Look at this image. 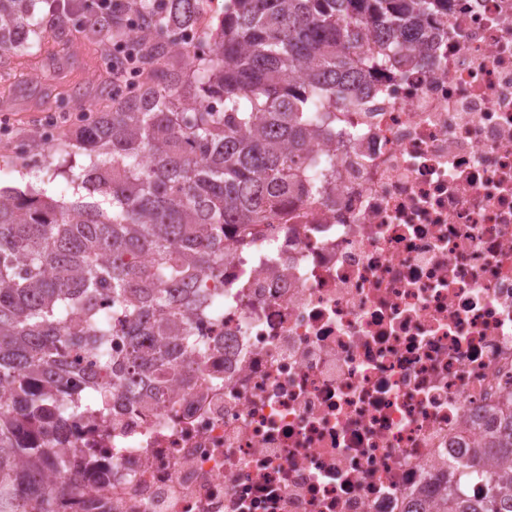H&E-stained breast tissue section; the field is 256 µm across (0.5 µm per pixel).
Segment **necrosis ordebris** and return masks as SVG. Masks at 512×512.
<instances>
[{
    "label": "necrosis or debris",
    "mask_w": 512,
    "mask_h": 512,
    "mask_svg": "<svg viewBox=\"0 0 512 512\" xmlns=\"http://www.w3.org/2000/svg\"><path fill=\"white\" fill-rule=\"evenodd\" d=\"M372 71L318 194L225 229L201 356L112 422L56 512H435L512 402V0H453Z\"/></svg>",
    "instance_id": "4bbe7bcc"
}]
</instances>
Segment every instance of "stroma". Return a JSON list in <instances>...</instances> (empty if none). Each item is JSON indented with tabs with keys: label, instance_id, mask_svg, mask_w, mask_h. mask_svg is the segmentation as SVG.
<instances>
[{
	"label": "stroma",
	"instance_id": "stroma-1",
	"mask_svg": "<svg viewBox=\"0 0 512 512\" xmlns=\"http://www.w3.org/2000/svg\"><path fill=\"white\" fill-rule=\"evenodd\" d=\"M7 64L27 75L25 86L6 94L0 92V101L8 100L12 108L13 127L12 139H0V186L13 188L36 181L34 172L18 157L16 142L44 123L57 99L78 90L95 92L101 84L111 81L112 76L100 49L76 33L65 44L57 38H48L37 58L17 51Z\"/></svg>",
	"mask_w": 512,
	"mask_h": 512
}]
</instances>
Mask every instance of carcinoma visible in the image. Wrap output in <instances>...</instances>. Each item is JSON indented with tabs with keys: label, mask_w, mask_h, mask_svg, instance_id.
Returning a JSON list of instances; mask_svg holds the SVG:
<instances>
[{
	"label": "carcinoma",
	"mask_w": 512,
	"mask_h": 512,
	"mask_svg": "<svg viewBox=\"0 0 512 512\" xmlns=\"http://www.w3.org/2000/svg\"><path fill=\"white\" fill-rule=\"evenodd\" d=\"M38 0H0V55L41 52L53 19ZM206 0H132L142 36L128 96L100 87L76 139L86 158L60 198L0 188V512H55L71 486L45 484L70 456L28 448L20 431L64 433L70 416L106 417L115 398L147 404L176 374L174 349L198 347L190 314L212 304L199 287L223 265L221 226L242 231L305 187L304 155L332 135L336 110L353 108L378 67H427L424 23H443L450 0H232L201 30L200 55L183 31ZM111 16L81 25L112 38ZM303 74V82L294 78ZM107 292L116 328L97 305ZM178 338L169 341L172 332ZM123 340L114 351V337ZM101 358L69 390L70 349ZM481 455L512 460V413ZM438 512H512V469L458 462ZM482 486L479 499L467 495Z\"/></svg>",
	"instance_id": "obj_1"
}]
</instances>
